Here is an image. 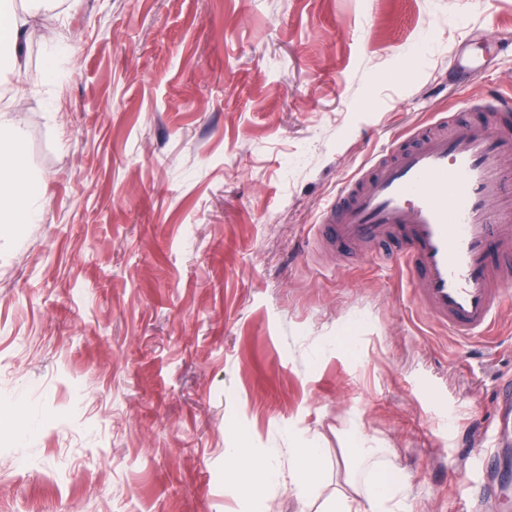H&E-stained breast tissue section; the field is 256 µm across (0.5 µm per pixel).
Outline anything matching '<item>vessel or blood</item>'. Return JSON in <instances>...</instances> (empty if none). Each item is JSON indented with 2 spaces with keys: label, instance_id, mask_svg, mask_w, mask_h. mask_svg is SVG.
<instances>
[{
  "label": "vessel or blood",
  "instance_id": "1",
  "mask_svg": "<svg viewBox=\"0 0 512 512\" xmlns=\"http://www.w3.org/2000/svg\"><path fill=\"white\" fill-rule=\"evenodd\" d=\"M459 118L413 129L342 182L314 243L335 254L386 244L383 258L408 277L413 304L449 335L473 339L512 302V101L472 105L463 134ZM493 469L492 482L471 486V512L512 483V465Z\"/></svg>",
  "mask_w": 512,
  "mask_h": 512
}]
</instances>
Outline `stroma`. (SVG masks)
I'll return each mask as SVG.
<instances>
[{"label":"stroma","instance_id":"obj_1","mask_svg":"<svg viewBox=\"0 0 512 512\" xmlns=\"http://www.w3.org/2000/svg\"><path fill=\"white\" fill-rule=\"evenodd\" d=\"M491 40L512 43V0H82L32 19L10 116L43 220L0 236V512H246L226 449L246 468L311 442L309 512L397 471L393 512H464L503 438L487 401L512 377V306L462 341L399 271L308 238L412 128L512 93ZM464 49L488 60L465 81Z\"/></svg>","mask_w":512,"mask_h":512}]
</instances>
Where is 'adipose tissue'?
Instances as JSON below:
<instances>
[{
    "instance_id": "obj_1",
    "label": "adipose tissue",
    "mask_w": 512,
    "mask_h": 512,
    "mask_svg": "<svg viewBox=\"0 0 512 512\" xmlns=\"http://www.w3.org/2000/svg\"><path fill=\"white\" fill-rule=\"evenodd\" d=\"M25 25L24 16L8 0H0V74L9 73L16 89L23 82ZM22 146L21 136L12 129L9 110L0 111V235L10 233L12 225L37 224L42 219L39 177L32 172L20 173L17 168ZM288 457L291 469L286 475L280 470L275 451L257 461L251 473L233 475V482L250 493L249 512H266L264 498L252 492L254 486L273 484L302 500L326 465L323 449L312 443L289 449ZM403 482L400 476L389 484L375 479L364 490L337 491L330 512H388V503Z\"/></svg>"
}]
</instances>
